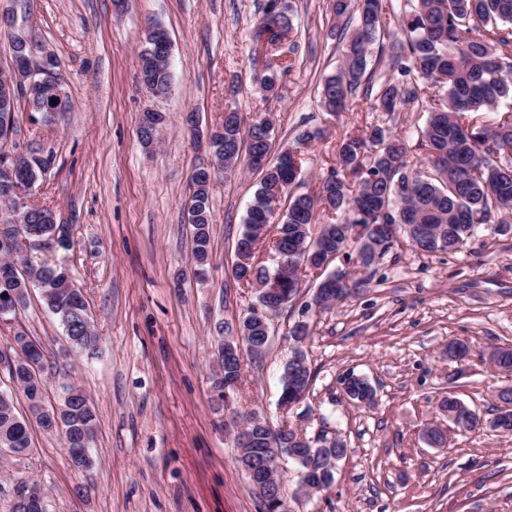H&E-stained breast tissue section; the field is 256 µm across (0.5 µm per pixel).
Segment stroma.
<instances>
[{
    "label": "stroma",
    "mask_w": 512,
    "mask_h": 512,
    "mask_svg": "<svg viewBox=\"0 0 512 512\" xmlns=\"http://www.w3.org/2000/svg\"><path fill=\"white\" fill-rule=\"evenodd\" d=\"M263 2L128 0L119 13L113 0H0V12L15 13L36 46L56 56L70 100L49 122L17 103L7 149L55 158L27 201L53 208L72 235L69 251L28 256L71 269L101 338L94 356L71 352L36 290L14 318L0 320L1 348L19 332L36 338L50 395L77 385L98 417L87 473L70 465L58 434L35 424L29 455L0 453V512H12L24 481L41 485L46 512H261L236 462L228 413L211 402L217 349L257 304L255 289L237 282L232 268L259 175L241 168L215 180L202 280L190 260L191 175L210 166L208 137L229 107L248 121L270 114L276 154L293 146L298 129L323 130L303 151L297 194L318 191L343 135L378 124L412 144L426 118L409 108L321 109V84L341 60L329 0H287L295 65L276 93L264 92L252 41ZM151 24L172 43L173 86L159 99L137 77ZM149 106L166 117L150 153L137 138ZM297 318L294 305L273 318L269 349L244 357L233 402L274 427L311 433L325 424L345 438L349 452L332 487L313 498L297 496V468L282 460L288 512H512V434L457 433L445 448L424 440L427 424L446 418L447 393L484 420L496 413L504 378L487 354L512 348V236L481 224L452 253L402 242L351 299L312 313L305 350L314 380L304 421L278 405ZM453 340L468 344L466 360L447 358ZM349 374L374 386L372 405L345 398L341 380Z\"/></svg>",
    "instance_id": "1"
}]
</instances>
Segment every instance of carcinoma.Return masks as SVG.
Returning <instances> with one entry per match:
<instances>
[{"instance_id": "carcinoma-1", "label": "carcinoma", "mask_w": 512, "mask_h": 512, "mask_svg": "<svg viewBox=\"0 0 512 512\" xmlns=\"http://www.w3.org/2000/svg\"><path fill=\"white\" fill-rule=\"evenodd\" d=\"M330 9L335 20L331 34L340 45L342 60L336 73L324 80L322 108L330 113L356 107L392 113L408 106L427 113L418 138L426 164L411 163L405 141L375 124L339 139L335 165L313 195L291 194L301 165L300 153L294 150L281 153L272 164L252 166L260 175L259 188L236 242L234 277L246 285L267 284L258 307L274 314L295 298L297 289L288 286L280 267L269 270L253 264V252L265 238L291 271L315 268L322 259L316 246L322 241L336 257L370 270L377 259L364 251L368 239L382 257L402 237L419 252L451 253L464 247L478 224L494 223L500 232L512 234V0H405L404 9L391 18L384 0H330ZM290 30L291 20L280 0H264L254 44L255 53L266 58L257 79L269 91L295 64L291 58L275 60ZM385 38L390 40L389 72L378 77L369 55L371 46ZM172 80L170 66L154 68L157 90L169 91ZM497 109V123L478 121V113ZM273 138L270 118L247 125L240 112L225 111L222 130L211 138L217 169L231 173L242 156L270 155ZM53 164L52 154L31 151L24 166L0 161V181L11 179L24 192ZM212 181L205 175L191 176L187 221L192 227L191 258L200 272L210 258ZM284 199L288 205L282 210ZM319 212L336 215V221L321 225L314 234L311 226ZM51 213L47 206L30 207L27 223L12 238L25 274H14L7 260L0 259V281L18 290L22 308L29 289H38L44 305L58 317L68 344L78 350L87 342L96 347L100 336L91 329L88 301L69 269L47 263L34 266L22 256L24 237L49 249L70 248V229L51 223ZM243 335V346L255 355L251 340L268 335V330L253 311L244 318ZM7 350L15 361L7 374L23 392L29 417L19 416L12 396L0 393V449L17 456L30 454L33 417L43 430L62 435L76 470L89 468L97 428L89 398L77 386L65 384L62 396L49 399L42 346L25 333L13 336ZM241 377V365L227 368L212 378V389L220 396L224 379L239 382ZM241 417L249 420L254 435L247 454L256 456L264 450L271 426L254 412ZM296 465L314 481L325 478L314 448Z\"/></svg>"}]
</instances>
